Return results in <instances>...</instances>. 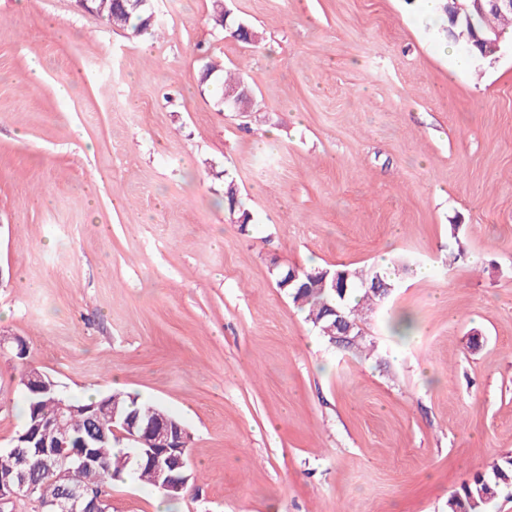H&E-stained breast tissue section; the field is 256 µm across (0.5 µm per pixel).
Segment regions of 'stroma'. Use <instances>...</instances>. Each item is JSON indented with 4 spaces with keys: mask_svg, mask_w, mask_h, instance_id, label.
Segmentation results:
<instances>
[{
    "mask_svg": "<svg viewBox=\"0 0 512 512\" xmlns=\"http://www.w3.org/2000/svg\"><path fill=\"white\" fill-rule=\"evenodd\" d=\"M226 4L257 43L211 0H155L147 38L74 0H0V332L27 348L0 353V448L25 370L69 397L117 374L191 433L174 512H447L512 451V41L445 50L424 0ZM386 250L409 269L362 353L272 273ZM109 501L155 512L131 478ZM213 21L215 25L220 26L222 29L227 30V26H235L236 28L238 22L235 21L233 17H229L228 12L224 11V0H214L213 1ZM231 36L234 38H239L240 34L247 35V41L253 42L255 39V35L253 34L251 37L250 30L244 26L240 25L237 29H229Z\"/></svg>",
    "mask_w": 512,
    "mask_h": 512,
    "instance_id": "1",
    "label": "stroma"
}]
</instances>
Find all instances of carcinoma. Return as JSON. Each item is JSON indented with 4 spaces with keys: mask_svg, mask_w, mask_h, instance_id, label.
Listing matches in <instances>:
<instances>
[{
    "mask_svg": "<svg viewBox=\"0 0 512 512\" xmlns=\"http://www.w3.org/2000/svg\"><path fill=\"white\" fill-rule=\"evenodd\" d=\"M147 13L141 9L127 8V30L140 36L151 28L146 21ZM213 21L215 25L225 29L235 26L237 22L224 11V0H213ZM512 21V14L500 15L488 12L474 18L473 22H460L454 28L452 39L457 42L471 44L475 33L482 30L500 29ZM224 206L229 213L242 219V226L250 222L249 212L238 209L237 189L233 181L224 182ZM295 271L298 283L305 284L303 288H285V292L301 308L307 311V318L319 333L330 338L335 332V316L330 313L334 308L351 323L361 320L362 313L372 310L381 300L382 293L373 287L375 282L386 286L396 287L398 270L385 271L370 269L365 271L357 268L343 267L339 270L349 273L348 287L332 288V281L337 269H329L326 286L320 287L321 279L317 274L323 271L321 267L287 268L277 273L282 278L290 271ZM26 420L18 434L36 430L39 438L52 443L64 438L68 439V447L58 449V454L46 459L40 467L29 471V480L35 485L29 502H37L41 497L52 495L60 484L61 475L65 474L70 481L95 494H108L109 485L115 480L132 477L145 482L168 499L180 497L185 490L165 488L158 481L155 470L145 461L142 449L131 447L116 449L118 440L111 431L112 412L110 404L117 400L119 407L127 414L138 419L141 423L154 422L167 417L171 422L181 424L175 416L154 405L141 403L138 398L121 391H115L98 399L73 400L58 392V387H50L40 393H32L27 387H22ZM73 405L76 411L55 422L50 427L42 426V422L55 417L60 401ZM98 413L97 420L106 432V437L91 438L86 433L87 412ZM88 445V452L95 457V462L82 469L73 470L68 456L69 448L76 445ZM512 488V454L506 453L493 462L487 469L476 472L473 477L463 483L459 489L448 497V512H484L489 501Z\"/></svg>",
    "mask_w": 512,
    "mask_h": 512,
    "instance_id": "1",
    "label": "carcinoma"
}]
</instances>
